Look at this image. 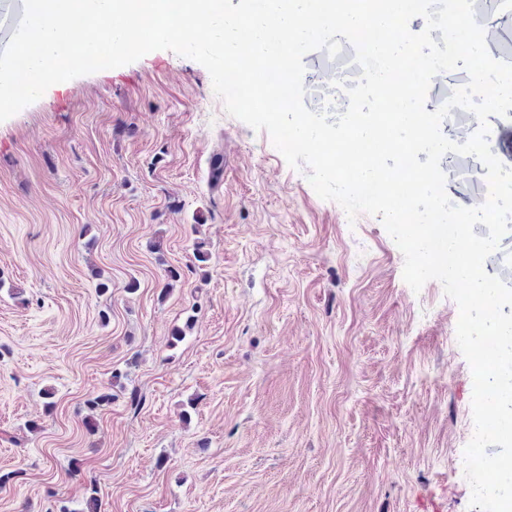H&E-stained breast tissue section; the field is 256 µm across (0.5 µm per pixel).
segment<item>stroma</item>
I'll list each match as a JSON object with an SVG mask.
<instances>
[{"mask_svg": "<svg viewBox=\"0 0 512 512\" xmlns=\"http://www.w3.org/2000/svg\"><path fill=\"white\" fill-rule=\"evenodd\" d=\"M403 265L196 61L52 85L0 122V512H468L458 306Z\"/></svg>", "mask_w": 512, "mask_h": 512, "instance_id": "obj_1", "label": "stroma"}]
</instances>
